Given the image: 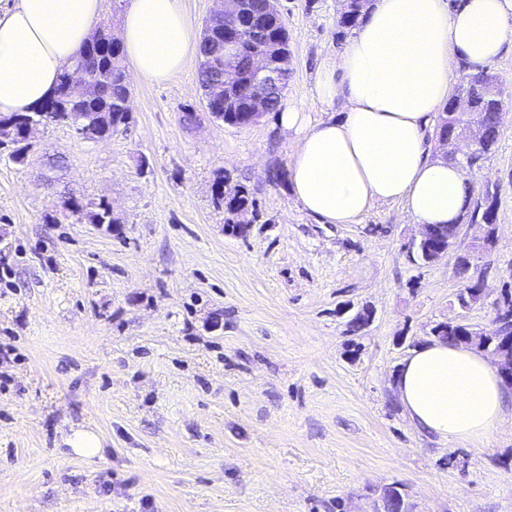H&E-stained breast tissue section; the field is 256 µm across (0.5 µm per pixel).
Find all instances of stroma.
I'll use <instances>...</instances> for the list:
<instances>
[{
  "instance_id": "35a3bbf8",
  "label": "stroma",
  "mask_w": 512,
  "mask_h": 512,
  "mask_svg": "<svg viewBox=\"0 0 512 512\" xmlns=\"http://www.w3.org/2000/svg\"><path fill=\"white\" fill-rule=\"evenodd\" d=\"M279 9L286 101L324 119L310 90L343 43L341 2ZM131 87L128 132L86 142L50 123L26 163L0 150V512H373L388 486L411 512H512V422L486 447L450 443L393 387L433 328H489L512 291V121L469 173L499 195L496 242L472 259L487 295L465 309L453 258H409L420 228L399 204L356 224L308 215L278 113L209 119L197 56ZM219 172L256 201L245 231L213 203ZM54 175L116 224L62 217ZM80 427L96 453L66 444Z\"/></svg>"
}]
</instances>
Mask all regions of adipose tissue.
I'll return each mask as SVG.
<instances>
[{
	"label": "adipose tissue",
	"mask_w": 512,
	"mask_h": 512,
	"mask_svg": "<svg viewBox=\"0 0 512 512\" xmlns=\"http://www.w3.org/2000/svg\"><path fill=\"white\" fill-rule=\"evenodd\" d=\"M102 0H15L0 13V114L38 108L92 35ZM121 43L138 80L163 83L198 44L181 0H127ZM512 52V0H371L340 50L320 61L313 99L334 117L293 107L279 122L294 137L293 195L326 224H355L375 204H401L410 223L445 226L466 213L465 169L438 154L434 119L465 65ZM414 426L487 446L512 416V387L479 351L434 340L395 377Z\"/></svg>",
	"instance_id": "adipose-tissue-1"
}]
</instances>
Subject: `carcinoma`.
I'll return each instance as SVG.
<instances>
[{"mask_svg": "<svg viewBox=\"0 0 512 512\" xmlns=\"http://www.w3.org/2000/svg\"><path fill=\"white\" fill-rule=\"evenodd\" d=\"M367 0H346L345 11L341 16L340 25L344 28L356 26ZM236 35L241 48L235 65L224 68V28L214 27L210 38L201 39L199 47L198 80L204 97H209L216 88L224 89L221 99H214L205 104L208 112L221 114V121L230 126H244L249 123V111L252 100L256 97V88L250 81V68L253 56L262 53L275 66L290 55L286 24H281L269 34L255 33L247 29L229 27ZM84 70L91 92L83 96L73 93L69 87V78L76 68ZM282 77L276 87L266 94L264 111L275 112L279 109L291 78L289 70L281 69ZM456 91L465 95L469 102L466 112H454L445 107L436 125L438 135L447 131V127L460 129L473 123L482 126L486 143L477 150L476 158L469 156L459 160L465 169L476 167L475 160L488 156L495 147L500 130V114L504 111L503 92L499 86H490L478 78L474 72L463 69V75ZM131 96V83L122 44L112 41V35L105 30L98 31L86 41L70 68L65 70L53 94L38 109L23 114L10 116L0 115V123L16 122L18 129H23L29 122H43L45 117L67 126L74 124L80 127L78 136L86 141L95 140L112 130L125 132L130 124L126 102ZM214 183L221 186V191L213 195L216 206H224L227 211L237 213L254 206L247 191L239 187L224 185V176L218 174ZM67 210L65 216L82 220L97 219V224L111 226L117 219L110 217L108 204L105 201L94 202L84 200L69 188H64L61 195ZM469 222L492 223L491 207L487 206L486 198L478 195L466 212ZM466 323L462 321L440 324L433 329L436 339L452 345H461L464 341ZM512 337V292L503 291L502 299L495 304V316L491 326L480 345L476 349L482 353L495 354L504 348L503 337ZM385 512H406L407 505L403 495L395 486L383 490Z\"/></svg>", "mask_w": 512, "mask_h": 512, "instance_id": "carcinoma-1", "label": "carcinoma"}]
</instances>
